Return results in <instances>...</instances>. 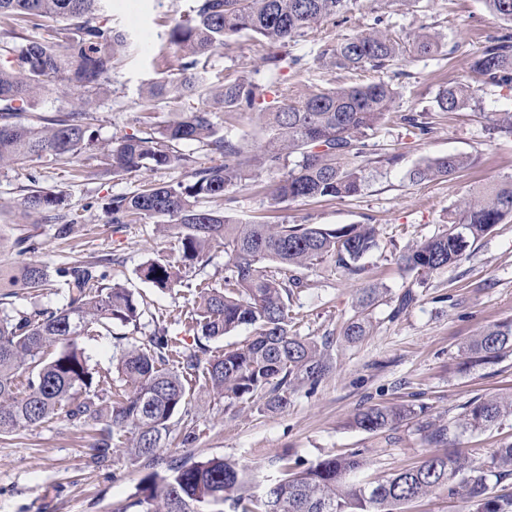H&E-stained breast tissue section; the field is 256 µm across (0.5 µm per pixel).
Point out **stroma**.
<instances>
[{
    "label": "stroma",
    "instance_id": "1",
    "mask_svg": "<svg viewBox=\"0 0 512 512\" xmlns=\"http://www.w3.org/2000/svg\"><path fill=\"white\" fill-rule=\"evenodd\" d=\"M193 7L194 0H107L106 15L134 35L141 51L116 62L110 81L97 96L99 140L125 133L144 135L146 128L137 121L140 95L161 77L160 57L170 51L165 42L168 30L191 17ZM422 25L438 35L441 48L432 56L408 53L383 71V79L398 87L400 96L393 114L367 138L376 152L398 155V163L371 165L363 192L353 198L273 205L265 194L263 176L227 194L226 208L250 222L375 225L378 246L362 259L360 274L347 273L329 260L301 272L308 286L293 302L300 314L296 330L316 339L332 337V371L316 388L299 387L281 412L270 411L259 400L229 405L199 391L192 393L188 410L196 432L194 443L182 446L180 431H173L155 463L119 448L109 465L95 466L93 432L61 416L0 435V512H118L154 466L184 459H229L261 479L285 459L306 467L328 453L357 450L368 462L365 479L377 482L430 453L418 431L422 423L445 424L475 398L512 394V356L473 368L462 353L479 331L512 318V216L475 243L465 260L427 280L399 266L400 255L445 230L449 211L473 189L512 177V136L488 133L497 113L512 111V88L486 83L468 67L469 58L490 41L512 35V24L490 15L483 0L366 2L348 20L325 21L292 44L289 52L301 63L285 69L282 79L293 98L310 89L341 85L346 73L318 61L325 43L376 26L403 39ZM269 51L262 40L235 37L210 57L208 76L216 84L255 77L256 65ZM457 81L476 89L475 103L460 112L436 111L439 91ZM421 111L427 112L432 129L414 138L398 115ZM448 154L468 157L469 166L445 179L410 181L409 170L424 158ZM33 173L38 187L65 195L66 211L77 221L68 238H57L49 222L24 216V191L33 183L29 180ZM183 176L182 169L159 168L115 181L101 173L88 154L69 164L41 159L0 172V267L24 260L55 269L103 256L109 260L108 284L129 288L144 301L137 327L116 325L111 335L83 338L82 345L99 372H112L113 353L162 327L204 361L249 339L244 328L217 340L187 331L180 321L191 300L187 286L161 291L139 277L141 265L149 259L177 257L175 235L159 233L154 218L110 223L102 209L112 195ZM27 236L39 241L40 247L18 254L15 242ZM365 288H379L383 294L368 310L370 334L350 343L343 327ZM407 291L413 292L414 301L395 312L399 296ZM388 403L421 406L425 412L383 434L352 427L355 413ZM507 435L512 436V415L483 431L453 432L450 445L489 454Z\"/></svg>",
    "mask_w": 512,
    "mask_h": 512
}]
</instances>
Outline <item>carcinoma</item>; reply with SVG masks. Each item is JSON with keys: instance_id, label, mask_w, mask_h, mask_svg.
<instances>
[{"instance_id": "1", "label": "carcinoma", "mask_w": 512, "mask_h": 512, "mask_svg": "<svg viewBox=\"0 0 512 512\" xmlns=\"http://www.w3.org/2000/svg\"><path fill=\"white\" fill-rule=\"evenodd\" d=\"M104 0H0V169L50 157L60 163L91 153L104 170L125 177L143 169L180 167L184 179L159 185L146 183L128 194H115L104 210L112 224L169 217L160 231H176L181 265L163 256L147 261L140 277L159 289H171L207 264L215 247L224 248V285L201 279L192 289L184 325L206 338L224 336L245 326L247 344L202 363L194 351L177 345L167 330L122 349L116 369L125 388L111 391L108 376L91 365L80 339L93 332H111L112 324L138 326L140 303L119 284L106 285L100 262L50 271L22 262L0 268V300L19 288L28 294L49 288L64 290V304L31 313L0 308V434L45 423L62 415L97 432L91 458L97 464L112 458L122 441L138 457L157 460L172 432L173 419L187 413L190 389L203 381L208 393L231 403L264 401L270 410L288 405V395L307 384L315 387L332 368L333 339L318 341L294 330L292 298L306 287L296 274L326 259L350 274L363 270L360 261L377 247L371 224H256L217 206L226 192L261 171L272 176L267 197L274 204L318 198H351L361 194L372 163L395 164L397 155H380L366 143L391 112L398 96L381 78L314 89L301 99L280 92V105L259 113L263 143L245 148L229 133L218 134L214 111L207 104L185 109L183 97L206 83L202 58L224 49L228 39L247 33L264 40L273 51L263 67L276 74L299 64L288 52L290 43L319 22L344 17L361 0H196L193 16L168 30L175 48L177 77L155 82L142 94L143 136L125 134L98 141L99 121L94 94L109 81L117 60L139 50L132 34L102 14ZM495 18L512 23V0H484ZM37 29L36 40L26 31ZM411 47L419 55L438 51L437 36L420 31L407 45L380 31L359 32L326 45L323 64L353 74L379 72ZM470 69L486 82L512 87V42L496 39L475 55ZM64 86L77 102L49 115L32 114L16 121L50 86ZM270 86L247 77L207 88V98L225 113L252 109ZM475 100L463 82L446 86L436 98L439 112H459ZM415 137L429 134L425 112L401 116ZM198 143L220 161L196 166L180 146ZM467 157L448 154L427 158L409 171L416 183L447 178L468 166ZM25 214H39L57 225L56 236L68 237L75 220L58 214L65 196L54 190H31L24 196ZM512 215V179L476 188L448 214V229L420 243L399 258L404 270L421 277L461 262L467 251L491 229ZM271 262L269 269L264 263ZM376 299L371 289L360 311L346 323L343 336L356 341L371 322L367 309ZM512 353V319L483 329L466 347L474 366ZM26 385L17 381L21 367ZM512 414V397L478 398L452 425L427 422L419 426L425 442L448 444L451 430H482ZM414 410L397 404H376L359 411L352 425L368 433L391 430L410 419ZM367 465L357 453L328 455L298 470L282 465L281 474L255 492L247 486L237 463L223 458L169 464L141 478L133 512H217L231 503L234 512H401L415 498L448 488L470 504V512H512V491L494 492L512 480V442L490 456L477 448H447L417 465L365 483L359 473Z\"/></svg>"}]
</instances>
